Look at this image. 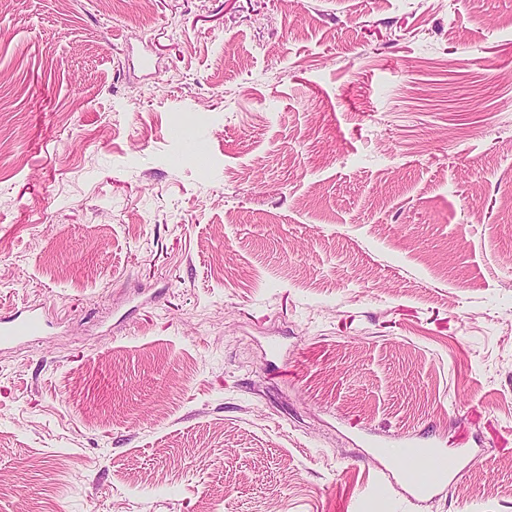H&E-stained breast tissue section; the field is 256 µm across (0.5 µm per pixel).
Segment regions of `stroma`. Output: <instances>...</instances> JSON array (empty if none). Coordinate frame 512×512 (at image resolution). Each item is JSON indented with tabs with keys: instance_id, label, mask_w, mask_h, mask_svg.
I'll list each match as a JSON object with an SVG mask.
<instances>
[{
	"instance_id": "stroma-1",
	"label": "stroma",
	"mask_w": 512,
	"mask_h": 512,
	"mask_svg": "<svg viewBox=\"0 0 512 512\" xmlns=\"http://www.w3.org/2000/svg\"><path fill=\"white\" fill-rule=\"evenodd\" d=\"M37 307L0 512H512V0H0ZM407 447L398 450V472L416 494L424 495L448 480L453 465H448L447 456L424 448L419 441Z\"/></svg>"
}]
</instances>
